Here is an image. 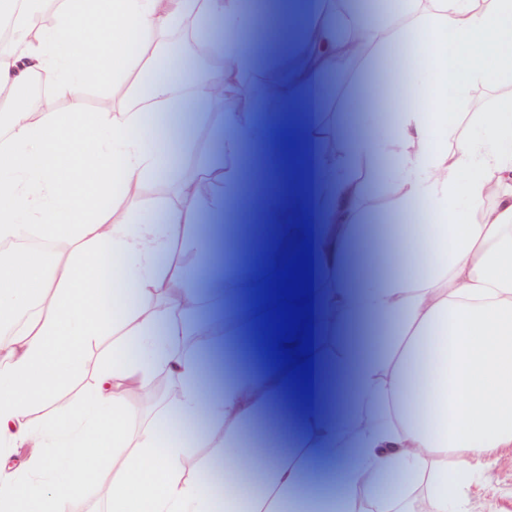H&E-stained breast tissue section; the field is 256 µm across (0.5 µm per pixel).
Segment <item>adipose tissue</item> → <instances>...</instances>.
I'll use <instances>...</instances> for the list:
<instances>
[{
    "instance_id": "1",
    "label": "adipose tissue",
    "mask_w": 512,
    "mask_h": 512,
    "mask_svg": "<svg viewBox=\"0 0 512 512\" xmlns=\"http://www.w3.org/2000/svg\"><path fill=\"white\" fill-rule=\"evenodd\" d=\"M57 2L52 25L34 34L29 11L0 0L14 24L13 38L0 43V92L41 77L55 101L70 102L66 112L51 105L0 114V242L13 246L0 260V319L14 323L0 355V512H68L89 460L119 449L126 455L102 494L109 512H360L367 497L377 512H400V499L374 495L379 480L421 491L425 512H492L463 483L470 469L512 448V98L463 136L452 105L475 86L512 84V0H406L408 35L384 23L378 42L415 98L395 123L359 127L346 150L321 133L307 104L323 73L378 43L351 6L324 5L259 75L234 43L255 24L242 0ZM190 16L196 43L223 59V69L189 85L153 78L160 60L182 70V58L161 55L159 44ZM292 70L310 83L287 95ZM92 71L112 107L90 115L82 97ZM260 101L269 106L262 121L250 116ZM175 111L237 113L235 133L208 167L224 183L230 218L262 224L269 216L267 198L238 192L245 172L237 158L258 143L273 147L268 182L289 193L292 222L316 205L326 216L314 235V266L327 280L314 290V319L332 321L326 333L337 370L315 366L309 404L270 387L275 369L264 346H253L247 375L212 400L198 384L205 364L175 348L181 331L171 312L194 313L199 298L182 269L161 257L206 248V235L191 234L203 210L198 181L180 177L162 221L144 220L134 204L146 181L176 169L144 131L150 113ZM313 152L316 173L306 163ZM357 168L363 177H354ZM320 174L332 191L319 201ZM385 174L401 211L436 218L391 237L381 226L370 230L374 255L414 248V277L377 263L358 273L355 202L366 179ZM32 233L65 242L66 252L49 264L17 247ZM275 248L252 235L248 289L224 281L229 335L255 330V286ZM362 314L390 328L368 351L335 328ZM108 332L118 339L95 382L70 394L65 412L32 425V409L70 393L83 349ZM162 375L176 382L173 406L184 418L207 415L202 444L223 442V496L210 492L208 469L185 475L183 444L164 417L129 437L127 397L150 393ZM275 400L306 465L339 466V493L302 485V464L283 455L267 461L263 495H239L241 441Z\"/></svg>"
}]
</instances>
